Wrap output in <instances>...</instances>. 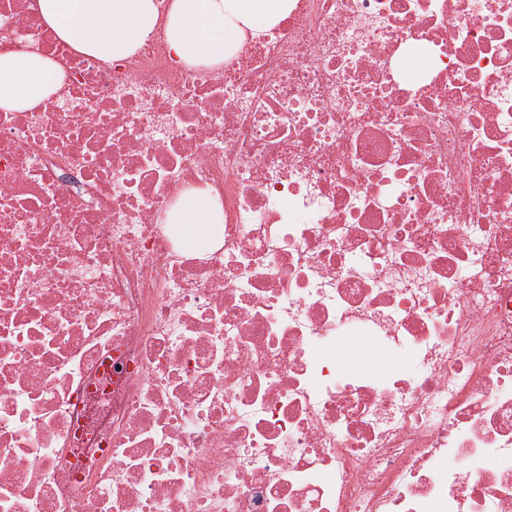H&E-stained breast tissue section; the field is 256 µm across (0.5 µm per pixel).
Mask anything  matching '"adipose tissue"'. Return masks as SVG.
Listing matches in <instances>:
<instances>
[{
    "instance_id": "obj_1",
    "label": "adipose tissue",
    "mask_w": 512,
    "mask_h": 512,
    "mask_svg": "<svg viewBox=\"0 0 512 512\" xmlns=\"http://www.w3.org/2000/svg\"><path fill=\"white\" fill-rule=\"evenodd\" d=\"M41 12L76 52L103 61L131 55L157 20L153 0H41ZM287 14L288 0H174L167 25L170 45L185 61L218 64L243 29H268ZM58 85V67L51 59L0 54V109L35 108ZM222 220L219 205L207 194L187 193L177 204V221L188 234Z\"/></svg>"
}]
</instances>
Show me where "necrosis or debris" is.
Here are the masks:
<instances>
[{"label": "necrosis or debris", "instance_id": "obj_1", "mask_svg": "<svg viewBox=\"0 0 512 512\" xmlns=\"http://www.w3.org/2000/svg\"><path fill=\"white\" fill-rule=\"evenodd\" d=\"M153 2L104 62L0 0L62 70L0 111V512H512V0H291L217 66ZM223 222L222 212L207 194L186 193L177 204V223L187 225V233L192 237L204 224Z\"/></svg>", "mask_w": 512, "mask_h": 512}]
</instances>
